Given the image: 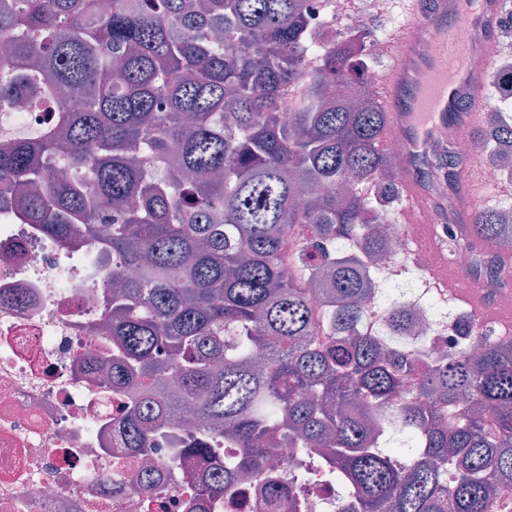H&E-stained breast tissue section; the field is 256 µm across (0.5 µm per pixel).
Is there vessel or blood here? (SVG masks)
I'll list each match as a JSON object with an SVG mask.
<instances>
[{
	"instance_id": "b4317fda",
	"label": "vessel or blood",
	"mask_w": 512,
	"mask_h": 512,
	"mask_svg": "<svg viewBox=\"0 0 512 512\" xmlns=\"http://www.w3.org/2000/svg\"><path fill=\"white\" fill-rule=\"evenodd\" d=\"M407 18L390 29L382 77H371L387 115L386 135L405 148L397 191L405 224H434L440 197L433 162L449 141L476 128L487 107V86L499 53L494 35L504 0H406ZM478 157L465 160L450 188L458 220L484 201ZM448 293L464 288L467 273L446 267L435 275Z\"/></svg>"
}]
</instances>
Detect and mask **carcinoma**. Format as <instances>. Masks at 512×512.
I'll use <instances>...</instances> for the list:
<instances>
[{
	"label": "carcinoma",
	"mask_w": 512,
	"mask_h": 512,
	"mask_svg": "<svg viewBox=\"0 0 512 512\" xmlns=\"http://www.w3.org/2000/svg\"><path fill=\"white\" fill-rule=\"evenodd\" d=\"M310 20L307 0H112L107 13L100 0H0V99L24 85L46 113L0 138V209L62 245L92 234L138 268L112 269V386L140 390L128 447L150 451L195 400L199 429L222 424L237 448L209 494L235 491L260 465L258 441L283 435L336 486L334 512H493L512 491V343L384 363L410 331L418 273L393 282L328 253L351 235L383 251L399 165L378 98L352 90L366 34L313 61ZM471 137L512 174L511 113L489 109ZM458 160L451 146L439 156L448 183ZM452 241L492 242L496 254H477L491 273L512 223L483 209ZM364 297L385 308L390 338L359 330ZM415 371L426 409L400 397Z\"/></svg>",
	"instance_id": "cac0c4a2"
}]
</instances>
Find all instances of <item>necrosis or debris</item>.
<instances>
[{"label":"necrosis or debris","instance_id":"1","mask_svg":"<svg viewBox=\"0 0 512 512\" xmlns=\"http://www.w3.org/2000/svg\"><path fill=\"white\" fill-rule=\"evenodd\" d=\"M310 5L315 30L342 38L370 32L365 52L375 56L384 40L373 27L378 0H361L342 14L328 0ZM5 108L0 138L42 118L23 88ZM383 224L388 249L381 263L392 280H404L413 268L431 276L448 259L465 270L473 264L462 250L448 257L418 246L411 226L389 218ZM119 263L95 237L62 246L39 225L0 212V512H325L323 501L334 491L318 479H310L301 499L289 497L291 471L309 464L293 457L285 441L268 448L232 505L201 486L234 453L222 433L205 437L174 422L156 436L151 453L126 447L120 422L131 402L112 387L108 302ZM408 303L421 313L420 355L427 361L447 360L492 332L479 309L466 312L461 329L425 314L424 295ZM201 441L214 455H189Z\"/></svg>","mask_w":512,"mask_h":512}]
</instances>
